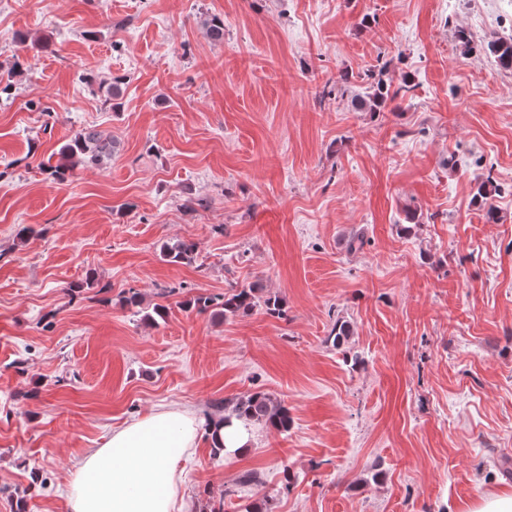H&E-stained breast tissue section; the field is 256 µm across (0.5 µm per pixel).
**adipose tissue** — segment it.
<instances>
[{
  "mask_svg": "<svg viewBox=\"0 0 512 512\" xmlns=\"http://www.w3.org/2000/svg\"><path fill=\"white\" fill-rule=\"evenodd\" d=\"M197 429L191 412L173 408L113 429L71 472L69 512H173Z\"/></svg>",
  "mask_w": 512,
  "mask_h": 512,
  "instance_id": "ef3b65f1",
  "label": "adipose tissue"
}]
</instances>
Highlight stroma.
<instances>
[{"instance_id": "obj_1", "label": "stroma", "mask_w": 512, "mask_h": 512, "mask_svg": "<svg viewBox=\"0 0 512 512\" xmlns=\"http://www.w3.org/2000/svg\"><path fill=\"white\" fill-rule=\"evenodd\" d=\"M461 27L511 36L512 0H0V512L20 490L68 512L113 427L256 390L290 430L255 426L229 461L199 437L184 512H440L512 486V70ZM406 73L384 111L352 109ZM86 127L111 164L53 182L40 162ZM180 240L193 262L164 261ZM256 283L284 317L182 306Z\"/></svg>"}]
</instances>
